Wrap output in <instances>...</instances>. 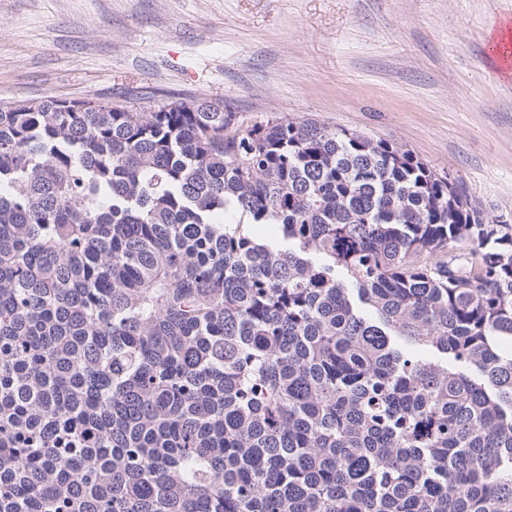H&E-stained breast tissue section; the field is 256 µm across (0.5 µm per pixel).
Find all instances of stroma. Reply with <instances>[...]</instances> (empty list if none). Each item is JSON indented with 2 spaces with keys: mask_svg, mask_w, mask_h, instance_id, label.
I'll list each match as a JSON object with an SVG mask.
<instances>
[{
  "mask_svg": "<svg viewBox=\"0 0 512 512\" xmlns=\"http://www.w3.org/2000/svg\"><path fill=\"white\" fill-rule=\"evenodd\" d=\"M512 0H0V102L223 99L394 142L512 222Z\"/></svg>",
  "mask_w": 512,
  "mask_h": 512,
  "instance_id": "stroma-1",
  "label": "stroma"
}]
</instances>
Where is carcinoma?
<instances>
[{
  "mask_svg": "<svg viewBox=\"0 0 512 512\" xmlns=\"http://www.w3.org/2000/svg\"><path fill=\"white\" fill-rule=\"evenodd\" d=\"M232 117L0 105V512H512V225Z\"/></svg>",
  "mask_w": 512,
  "mask_h": 512,
  "instance_id": "1",
  "label": "carcinoma"
}]
</instances>
